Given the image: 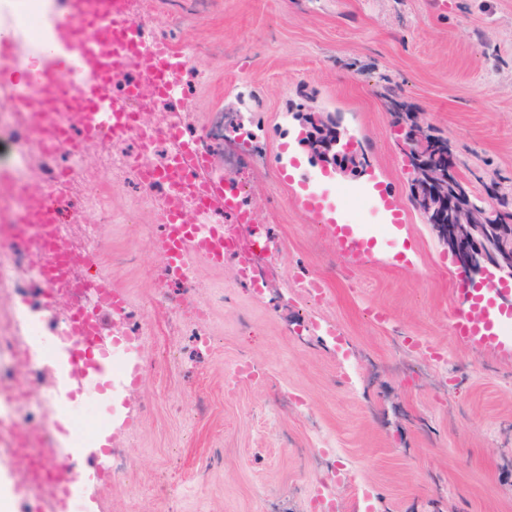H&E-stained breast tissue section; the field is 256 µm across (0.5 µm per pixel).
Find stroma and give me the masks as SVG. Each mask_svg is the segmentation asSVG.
<instances>
[{
    "label": "stroma",
    "instance_id": "obj_1",
    "mask_svg": "<svg viewBox=\"0 0 512 512\" xmlns=\"http://www.w3.org/2000/svg\"><path fill=\"white\" fill-rule=\"evenodd\" d=\"M161 38L191 50L174 78L182 124L210 139L215 168L243 183L270 239L257 280L234 259L195 260L190 308L152 249L158 204L133 174L112 184L105 274L129 297L152 362L114 402L79 395L94 426L132 414L124 450L137 481L113 483L97 512H318L312 489L342 474L339 512H512V359L457 343L459 267L410 210L411 266L350 268L272 177L281 143L311 112L337 117L389 188L410 196L382 87L460 151L472 194L512 191V0H131ZM247 114V133L227 140ZM305 267L322 295L297 287ZM390 320L372 323L367 306ZM202 307V323L192 310ZM212 338L198 349L196 331ZM251 364L253 377L236 374Z\"/></svg>",
    "mask_w": 512,
    "mask_h": 512
}]
</instances>
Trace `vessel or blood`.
<instances>
[{
	"instance_id": "obj_1",
	"label": "vessel or blood",
	"mask_w": 512,
	"mask_h": 512,
	"mask_svg": "<svg viewBox=\"0 0 512 512\" xmlns=\"http://www.w3.org/2000/svg\"><path fill=\"white\" fill-rule=\"evenodd\" d=\"M144 29V21L130 13L128 0H62L60 9L45 20L43 63L16 64L12 53L14 32L0 26V89L11 91L10 104L21 113L31 137L45 136L54 144L74 150L83 140L135 136L141 155L133 159V169L146 190L163 191L159 212L163 230L153 241L163 270L182 271L194 257L220 268L234 248L224 241L223 225L205 223L200 214L187 209L186 190L208 194L236 224L258 223V213L244 203L240 185L214 171L209 155L200 151L196 139L186 137L179 126L158 130L131 121L128 100L145 94L170 98L173 89L165 80L166 73L186 67L190 60L188 48L165 40L148 43ZM304 138L300 130L291 142L282 143L274 166V178L287 189L291 204L307 222L329 226L341 258L349 266L408 265L405 251L388 253L379 248L377 225H385L397 237L407 230L406 207L398 196L387 191L383 174L365 166L360 182L352 189L359 199L377 201L375 226L352 223L343 216L337 202L340 185L335 165L306 154ZM161 139L174 146L172 163L160 170H146L141 156ZM14 200L12 211L1 216L0 222L38 236L42 281L52 290L62 284L72 263L58 235L54 198L44 187L32 184L19 186ZM95 285L105 296L106 305L90 316L75 312L71 326L74 340L58 351V384L64 391L69 390L82 368L89 369L104 389L112 387L108 358L86 348L85 340L90 336L102 339L112 315L127 305L128 297L107 278L96 277ZM458 294L464 312L454 324L456 340L512 356V324L470 315L471 310L495 306L502 289L493 285L462 287ZM30 454L39 465L19 469L15 489L35 496L43 485L42 472H51V512H69L71 498L90 480H102L106 474L102 467L91 476L79 470L53 472L46 451L34 448Z\"/></svg>"
}]
</instances>
